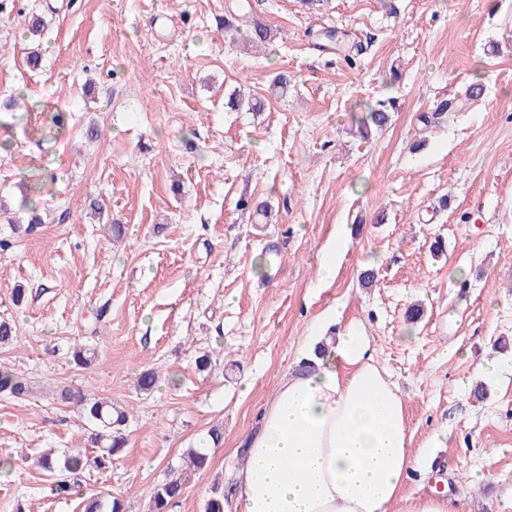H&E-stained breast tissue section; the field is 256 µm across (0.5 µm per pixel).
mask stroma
<instances>
[{"label": "stroma", "instance_id": "35a3bbf8", "mask_svg": "<svg viewBox=\"0 0 512 512\" xmlns=\"http://www.w3.org/2000/svg\"><path fill=\"white\" fill-rule=\"evenodd\" d=\"M238 2L0 0V102H19L0 112V204L31 195L51 215L29 234L0 219V320L19 332L0 366L35 384L0 392V512H82L90 494L150 512L216 428L171 508L205 512L234 492L261 407L331 309L363 325L406 400L407 492L444 486L456 512H490L512 482V348L495 346L512 337V0H249L226 27ZM34 15L48 23L35 71ZM257 24L271 42L249 41ZM475 82L465 111L435 114ZM238 87L260 111L225 107ZM388 98V124L361 135L362 104ZM78 344L97 359L76 365ZM58 386L126 411L111 466ZM77 447L85 464L54 493L37 459Z\"/></svg>", "mask_w": 512, "mask_h": 512}]
</instances>
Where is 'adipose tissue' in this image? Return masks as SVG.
Returning <instances> with one entry per match:
<instances>
[{"instance_id": "adipose-tissue-1", "label": "adipose tissue", "mask_w": 512, "mask_h": 512, "mask_svg": "<svg viewBox=\"0 0 512 512\" xmlns=\"http://www.w3.org/2000/svg\"><path fill=\"white\" fill-rule=\"evenodd\" d=\"M258 417L225 512H450L405 494L418 459L406 405L358 323L311 337Z\"/></svg>"}]
</instances>
